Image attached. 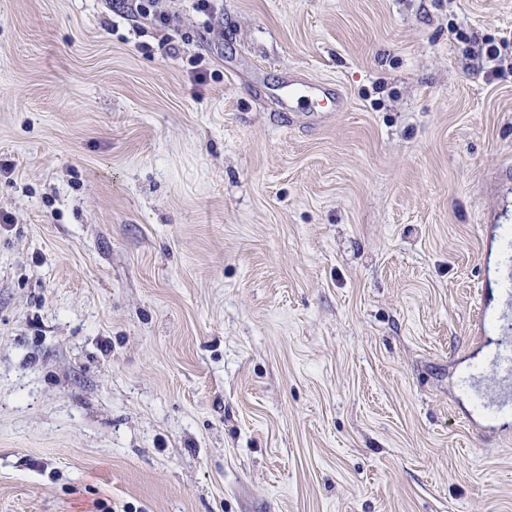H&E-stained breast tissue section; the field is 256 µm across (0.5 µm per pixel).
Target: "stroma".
<instances>
[{"mask_svg":"<svg viewBox=\"0 0 512 512\" xmlns=\"http://www.w3.org/2000/svg\"><path fill=\"white\" fill-rule=\"evenodd\" d=\"M156 9L0 0V512H512V0ZM496 249L502 261V272L496 286L502 293V307L493 317V334L486 335L485 324L479 322V336L475 343L482 356L474 360L460 381V392L466 396L476 414L489 423L512 413V234L511 231L497 233ZM492 374L500 389L495 400H489L481 391L480 383Z\"/></svg>","mask_w":512,"mask_h":512,"instance_id":"1","label":"stroma"}]
</instances>
